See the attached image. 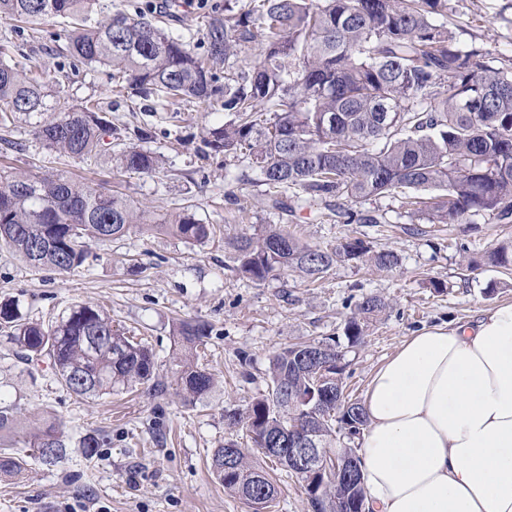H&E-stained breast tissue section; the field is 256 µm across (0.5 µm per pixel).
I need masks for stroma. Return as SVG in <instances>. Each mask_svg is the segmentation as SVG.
<instances>
[{
	"label": "stroma",
	"mask_w": 512,
	"mask_h": 512,
	"mask_svg": "<svg viewBox=\"0 0 512 512\" xmlns=\"http://www.w3.org/2000/svg\"><path fill=\"white\" fill-rule=\"evenodd\" d=\"M156 5L166 30L194 45L209 19L224 10V0L193 7L183 0H99L98 8L148 13ZM68 28L55 16L25 25L0 17V46L13 59L27 58L50 89L70 101L96 99L118 137L90 158L60 155L42 148L33 119L21 114L0 127V171L116 190L157 216L186 207L216 234L199 245L139 224L120 239L93 243L86 262L64 274L33 268L0 245V300H12L23 319L51 325L74 305L97 303L155 357L154 386L82 399L60 385L47 359L21 360L0 337V392L15 402L18 422L16 432L0 436V445L23 450L26 435L47 417L60 422L70 444L60 462L46 465L30 454L22 477L0 479V512H251L244 499L225 492L209 462L225 440L250 446L246 431L229 429L224 415L267 392L269 358L277 347L343 335L358 299L384 297L389 306L363 344L345 350L346 392L359 400L375 369L408 336L512 302V270L485 262L487 252L512 243V223H481L473 230L429 224L419 234L397 197L372 202L385 212L384 224H333L307 209L288 222L313 246L331 248L356 236L392 247L401 260L396 269L353 261L313 284L293 270L261 284L239 277L225 237L261 232L280 218L258 188L241 181L243 164L200 151L204 128L231 118L223 98L171 103L115 91L110 69L71 65ZM448 28L459 43L512 57V0H448ZM138 129L147 139H136ZM135 141L161 155L159 172L116 170L114 155ZM190 318L211 326L200 361L218 376L214 392L193 404L178 396L172 373L174 326ZM94 430L112 442L89 457L76 443ZM262 465L278 491L271 512H312L294 475L267 459Z\"/></svg>",
	"instance_id": "stroma-1"
}]
</instances>
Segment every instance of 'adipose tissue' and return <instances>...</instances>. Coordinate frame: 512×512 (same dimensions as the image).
Masks as SVG:
<instances>
[{
    "label": "adipose tissue",
    "instance_id": "obj_1",
    "mask_svg": "<svg viewBox=\"0 0 512 512\" xmlns=\"http://www.w3.org/2000/svg\"><path fill=\"white\" fill-rule=\"evenodd\" d=\"M362 405L371 512H512V302L404 339Z\"/></svg>",
    "mask_w": 512,
    "mask_h": 512
}]
</instances>
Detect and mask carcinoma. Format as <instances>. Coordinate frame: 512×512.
<instances>
[{
  "instance_id": "obj_1",
  "label": "carcinoma",
  "mask_w": 512,
  "mask_h": 512,
  "mask_svg": "<svg viewBox=\"0 0 512 512\" xmlns=\"http://www.w3.org/2000/svg\"><path fill=\"white\" fill-rule=\"evenodd\" d=\"M96 0H0V15L32 22L45 16L70 19L68 43L74 61L112 69L119 89L151 91L191 102L224 95L232 119L206 131L214 155L247 161L264 187L268 207L294 214L316 207L338 224H384L385 214L363 208L379 197L411 189L407 217L428 224H474L476 219L512 222V65L484 47L458 43L448 31V0H244L242 12L224 4L210 18L203 52L173 37L137 12L117 11L96 19ZM261 41L259 60L235 74L228 61ZM16 114H44L35 138L50 152L90 157L112 135L97 102L73 105L19 62L0 58V125ZM128 172L153 173L160 157L137 145L118 155ZM146 211L125 196L96 187L50 179L33 172L0 175V244L34 268L67 273L86 260L94 241L119 239ZM196 244L215 235L214 226L182 211L153 224ZM242 277L262 283L295 270L316 282L338 265L360 261L378 270L399 265L393 249H377L358 237L333 248L301 242L281 224L260 234L226 241ZM487 263L512 267V245L486 255ZM388 303L378 295L354 305L344 328L347 343L364 341ZM0 325L19 358L46 356L63 387L80 398L110 394L154 375V354L112 324L94 304L77 305L54 325L21 320L15 304L0 302ZM210 326L200 320L176 327L174 357L181 392L199 401L216 387L214 374L198 365ZM340 341L294 343L275 352L267 394L243 410L225 414L242 426L254 446L261 438L312 426L319 448L336 435L355 440L367 426L361 403L344 395L347 365L332 371L326 389L304 356L318 349L336 362ZM14 404L0 397V432H12ZM110 444L101 432L82 436L79 447L93 456ZM27 447L47 465L61 461L68 444L59 424L47 421ZM354 476L326 479L324 498L332 512H354L364 500L357 449H350ZM212 469L224 491L247 502L274 501L269 473L249 449L229 440L213 450ZM24 459L0 448V476L18 477Z\"/></svg>"
}]
</instances>
